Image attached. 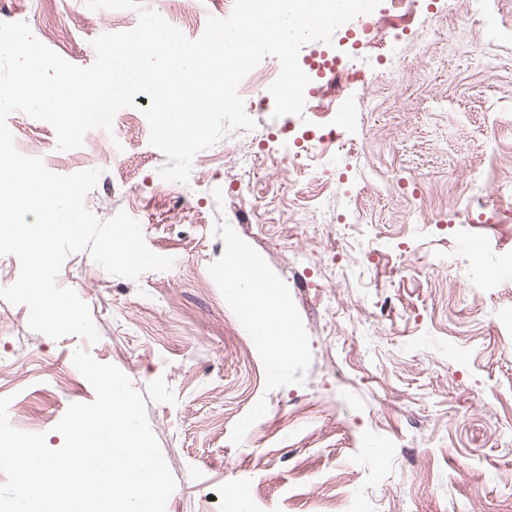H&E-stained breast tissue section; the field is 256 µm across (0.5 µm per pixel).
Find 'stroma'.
<instances>
[{
	"mask_svg": "<svg viewBox=\"0 0 512 512\" xmlns=\"http://www.w3.org/2000/svg\"><path fill=\"white\" fill-rule=\"evenodd\" d=\"M391 54L340 27L305 44L300 65L355 73L329 108L251 111L254 130L198 153L179 194H156L166 156L138 100L112 130L57 148L52 125L15 112L8 126L54 173L102 175L85 197L99 219H137L171 269L131 280L82 251L57 283L88 304L87 344L32 331L0 300V397L9 422L51 448L68 406L93 401L72 363L87 348L141 392L176 488L166 512H512V0H381ZM81 0H0L67 61L137 22ZM326 133L349 145L308 146ZM126 147L121 166L109 154ZM260 156V205L239 194L240 154ZM242 246L288 299L305 347L277 370L224 296L227 249ZM391 453L377 464L369 448Z\"/></svg>",
	"mask_w": 512,
	"mask_h": 512,
	"instance_id": "35a3bbf8",
	"label": "stroma"
}]
</instances>
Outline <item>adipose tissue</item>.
Wrapping results in <instances>:
<instances>
[{"label": "adipose tissue", "mask_w": 512, "mask_h": 512, "mask_svg": "<svg viewBox=\"0 0 512 512\" xmlns=\"http://www.w3.org/2000/svg\"><path fill=\"white\" fill-rule=\"evenodd\" d=\"M224 288L254 334L255 341L271 364L285 367L300 355L304 341L292 326L286 298L274 288L243 250H230L224 261Z\"/></svg>", "instance_id": "adipose-tissue-1"}]
</instances>
